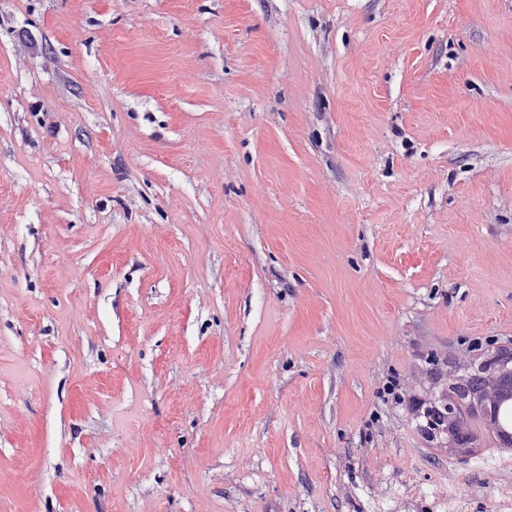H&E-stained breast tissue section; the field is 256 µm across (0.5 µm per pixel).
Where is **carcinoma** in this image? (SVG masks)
Here are the masks:
<instances>
[{
	"mask_svg": "<svg viewBox=\"0 0 512 512\" xmlns=\"http://www.w3.org/2000/svg\"><path fill=\"white\" fill-rule=\"evenodd\" d=\"M488 359L460 365L434 363L437 391L415 410L421 437L456 455H467L490 437L500 448H512V435L502 434L497 412L502 399L512 397V351L501 347L486 350Z\"/></svg>",
	"mask_w": 512,
	"mask_h": 512,
	"instance_id": "1",
	"label": "carcinoma"
}]
</instances>
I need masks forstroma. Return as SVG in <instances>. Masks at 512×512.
I'll list each match as a JSON object with an SVG mask.
<instances>
[{
  "label": "stroma",
  "mask_w": 512,
  "mask_h": 512,
  "mask_svg": "<svg viewBox=\"0 0 512 512\" xmlns=\"http://www.w3.org/2000/svg\"><path fill=\"white\" fill-rule=\"evenodd\" d=\"M490 339L512 0H0V512H497ZM493 347L486 349L489 358L483 362L460 365L457 362L443 363L436 358L428 364L427 375L436 385V394L424 401L423 411L414 408L416 426L427 442L448 448L454 455L470 454L479 445L481 435L490 437L500 448H512L511 402L503 407L501 424L510 436L502 434L497 426V412L502 399L512 400V348ZM446 364V365H445ZM458 407L470 415L471 429L463 432L458 418L453 414ZM429 439V440H428Z\"/></svg>",
  "instance_id": "1"
}]
</instances>
